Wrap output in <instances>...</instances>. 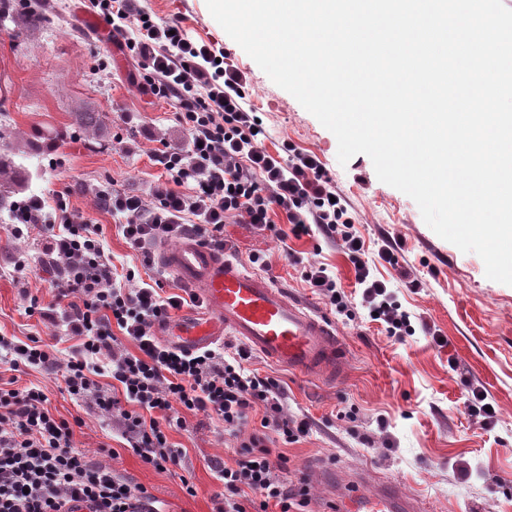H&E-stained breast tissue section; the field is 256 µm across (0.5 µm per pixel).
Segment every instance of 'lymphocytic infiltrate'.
I'll list each match as a JSON object with an SVG mask.
<instances>
[{
    "instance_id": "lymphocytic-infiltrate-1",
    "label": "lymphocytic infiltrate",
    "mask_w": 512,
    "mask_h": 512,
    "mask_svg": "<svg viewBox=\"0 0 512 512\" xmlns=\"http://www.w3.org/2000/svg\"><path fill=\"white\" fill-rule=\"evenodd\" d=\"M112 25L115 42L142 59L143 79L159 97L176 101L189 133L186 145H165L156 158L165 170L150 199L116 186L92 190L96 208L112 214L131 249L190 235L224 248V226L236 220L277 239L318 232L340 242L352 264L362 301L389 335L415 333L409 313L386 282L372 276L364 242L317 156L284 145L274 156L262 146L265 129L242 106L244 92L233 65L213 47L190 42L179 24L138 20L128 26L133 0H94ZM284 212L290 231L272 220ZM15 235L37 226L44 252L57 274L51 304L31 299L27 313H40L58 332L80 337L79 350L58 364L48 344L0 337L12 370L60 368L71 399L94 407L128 443L132 453L158 471L177 465L181 449L167 432L184 427L186 413L222 422L238 445L231 460L213 459L224 486L213 512H306L310 488L284 476L287 460L273 455L264 431L286 443L309 436L313 423L290 413L275 378L248 369L249 349L230 343L189 351L160 342L157 329L197 295H163L159 280L118 275L102 244V229L90 224L63 196L30 194L14 202ZM133 346L125 348L121 340ZM112 378V388L98 382ZM37 386L11 387L0 378V512H165L146 488L131 484L109 464L73 447L74 425L55 416ZM262 411V433L247 434L252 412Z\"/></svg>"
}]
</instances>
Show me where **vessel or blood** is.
<instances>
[{
  "instance_id": "1",
  "label": "vessel or blood",
  "mask_w": 512,
  "mask_h": 512,
  "mask_svg": "<svg viewBox=\"0 0 512 512\" xmlns=\"http://www.w3.org/2000/svg\"><path fill=\"white\" fill-rule=\"evenodd\" d=\"M159 259L207 309L204 318L174 327L170 338L175 346L205 348L230 333L301 376L329 380L340 376L341 351L328 322L291 299L269 277L247 272L238 260L196 237L163 248ZM349 485L353 512H419L421 508L417 499L392 483L366 491L362 479L355 477Z\"/></svg>"
}]
</instances>
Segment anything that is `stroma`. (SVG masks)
<instances>
[{"mask_svg": "<svg viewBox=\"0 0 512 512\" xmlns=\"http://www.w3.org/2000/svg\"><path fill=\"white\" fill-rule=\"evenodd\" d=\"M42 4L45 21L38 27L19 16L0 23V130L10 133L0 139V153L12 155L25 173L19 196L63 194L102 227L105 253L116 267L143 270V254L129 248L111 214L95 208L88 189L114 182L149 196L163 176L155 159L162 141L188 139L180 109L144 88L139 58L110 42L88 0ZM134 8L158 21L178 20L191 41L223 48L245 81V109L267 132L265 150L275 154L288 143L318 156L363 237L367 258L385 243L398 253V268L380 265L375 274L412 316L416 332L401 339L367 318L340 243L318 235L281 243L248 224L224 227L237 260L245 264L250 255L263 254L276 285L326 318L343 348L344 376L336 383L302 377L258 353L250 361L260 374L280 380L293 414L314 424L310 436L293 444L270 435L268 448L287 457L291 472L333 470L330 482L311 484L310 512H337L336 500L355 474L369 489L400 484L426 512H512V286L488 279L477 254L437 236L410 197L378 180L368 156L340 164L335 136L227 35L206 0H134ZM79 112L103 113L100 134L81 130ZM288 247L298 262L288 261ZM18 257L27 264L21 272L14 268ZM314 260L335 273L354 319L338 315L309 288L303 264ZM51 269L41 237H15L8 210L0 209V336L39 337L53 343L54 356L63 361L77 339L54 336L50 324L25 312L31 298L52 302ZM406 273L419 280L418 288L404 286ZM436 334L444 346L433 343ZM18 378L20 385L43 387L54 414L81 420L75 448L96 459L100 445H110L118 453L112 467L155 494L167 512H212V498L223 487L210 461L233 452L221 424L191 416L185 428L170 430L171 443L184 455L171 471L159 472L126 450L111 420L63 393L60 375L30 369ZM470 383L485 389L498 411L492 429L464 413ZM186 478L195 495L183 490Z\"/></svg>", "mask_w": 512, "mask_h": 512, "instance_id": "stroma-1", "label": "stroma"}]
</instances>
